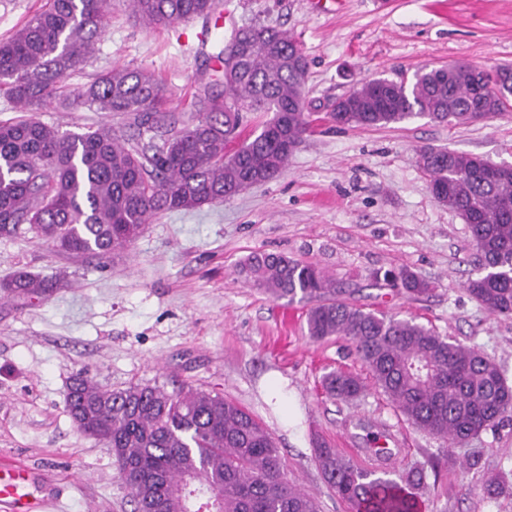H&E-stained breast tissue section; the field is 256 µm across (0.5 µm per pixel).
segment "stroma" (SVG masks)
<instances>
[{"label":"stroma","instance_id":"stroma-1","mask_svg":"<svg viewBox=\"0 0 512 512\" xmlns=\"http://www.w3.org/2000/svg\"><path fill=\"white\" fill-rule=\"evenodd\" d=\"M221 2V28L200 18L152 28L127 0H111L94 55L68 85L115 65L154 72L181 129L198 119L191 96L215 67V40L270 25L307 59L316 130L282 174L221 203L157 214L108 255H72L30 232L0 237V282L25 270L53 283L37 295L0 291V463L38 469L63 512H133L111 453L66 411L69 380L82 372L113 390L149 383L224 394L270 431L289 480L319 512L348 508L322 479L317 437L363 468L375 467L377 444L391 448L394 475L423 467L421 512H512V494L483 493L491 471L512 470V417L451 447L415 430L377 392L354 404L328 397L323 374H360L361 362L344 339L309 336L308 303L272 298L245 271L257 251L316 265L365 310L479 346L512 385V318L489 314L466 291L478 263L469 227L434 199L418 164L427 147L512 164V111L457 126L415 116L344 128L329 117L364 81H409L458 62L512 65V0ZM34 117L63 134L123 124L109 112L55 105ZM400 269L429 281L431 293L412 300L369 279Z\"/></svg>","mask_w":512,"mask_h":512}]
</instances>
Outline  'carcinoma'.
Segmentation results:
<instances>
[{
	"label": "carcinoma",
	"instance_id": "cac0c4a2",
	"mask_svg": "<svg viewBox=\"0 0 512 512\" xmlns=\"http://www.w3.org/2000/svg\"><path fill=\"white\" fill-rule=\"evenodd\" d=\"M148 27L191 16L210 19L217 0H129ZM110 0H49L0 41V90L20 112L55 103L115 112L139 130L128 139L110 126L61 134L39 121L0 122V237L33 232L60 250L107 255L136 239L164 211L220 203L282 173L311 132L305 109L307 63L282 30L250 26L233 45L217 41L220 77L192 95L202 113L176 129L166 84L146 70L114 66L77 88L65 79L93 55ZM512 84V67L493 71L451 65L416 74L415 81L369 80L336 101L340 126L381 127L412 116L463 125L476 113L490 120L507 105L492 93V77ZM246 112H271L259 134L233 152ZM166 135L143 139V132ZM418 162L434 198L468 224L480 273L467 291L488 313L512 317V173L502 176L478 156L422 148ZM253 285L278 299L314 303L309 336H342L354 347L373 386L420 431L462 446L512 415V386L477 347L442 336L413 319L366 311L336 297L321 268L281 254L248 259ZM410 298L430 284L409 270L373 273ZM53 284L26 271L1 283L9 294ZM326 394L343 402L367 395L358 376L332 370ZM66 409L80 433L101 442L129 490L134 512H317L315 500L288 481L271 434L249 411L220 394L191 387L169 393L157 385L111 390L85 374L73 378ZM321 476L349 512H418L425 475L413 469L395 480L385 469L358 467L326 441L315 443ZM512 492L503 472L486 480L493 499Z\"/></svg>",
	"mask_w": 512,
	"mask_h": 512
}]
</instances>
